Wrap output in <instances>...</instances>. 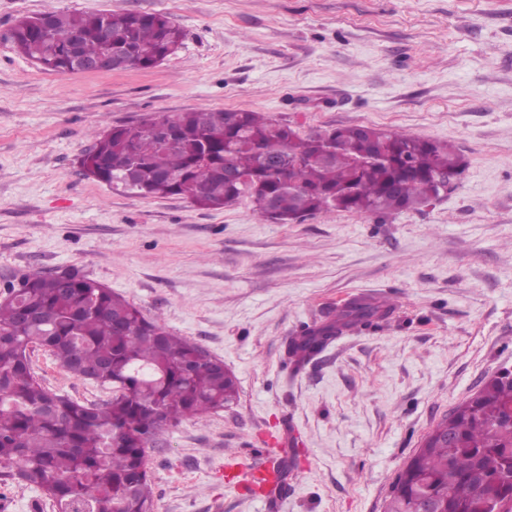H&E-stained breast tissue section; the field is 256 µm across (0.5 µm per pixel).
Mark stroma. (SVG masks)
I'll list each match as a JSON object with an SVG mask.
<instances>
[{"label":"stroma","mask_w":512,"mask_h":512,"mask_svg":"<svg viewBox=\"0 0 512 512\" xmlns=\"http://www.w3.org/2000/svg\"><path fill=\"white\" fill-rule=\"evenodd\" d=\"M119 8L165 14L181 48L149 69L57 74L11 41L24 16ZM198 109L262 112L305 133L404 131L453 143L467 167L419 211L288 224L261 220L247 196L203 210L83 175L96 134ZM58 267L236 378L235 404L149 449L155 512H384L426 435L512 370V0H0V281ZM357 298L394 310L293 372L289 340ZM28 356L46 388L111 399L46 349ZM273 437L286 442L288 487L269 501L249 492L248 469ZM0 512L57 508L10 480Z\"/></svg>","instance_id":"obj_1"}]
</instances>
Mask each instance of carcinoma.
<instances>
[{"instance_id":"cac0c4a2","label":"carcinoma","mask_w":512,"mask_h":512,"mask_svg":"<svg viewBox=\"0 0 512 512\" xmlns=\"http://www.w3.org/2000/svg\"><path fill=\"white\" fill-rule=\"evenodd\" d=\"M113 51L152 67L182 45L183 32L161 13L124 9L53 11L21 18L16 49L41 69L72 71L78 52ZM167 143L136 124L99 134L80 157L84 176L121 184L141 197L179 196L205 210L247 193L258 216L283 223L328 210L389 215L445 196L448 175L466 167L439 141L363 125L301 134L259 112L200 109L146 118ZM229 170L245 178L231 181ZM391 312L386 302L351 301L322 327L288 344L297 367L334 339L367 330ZM49 350L76 377L114 389L104 405H85L43 386L28 345ZM224 363L168 331L105 284L74 268L23 274L0 293V478L55 498L60 512H146L154 504L146 469L150 445L188 417L234 403ZM512 373L486 383L427 437L392 485L386 512H512Z\"/></svg>"}]
</instances>
